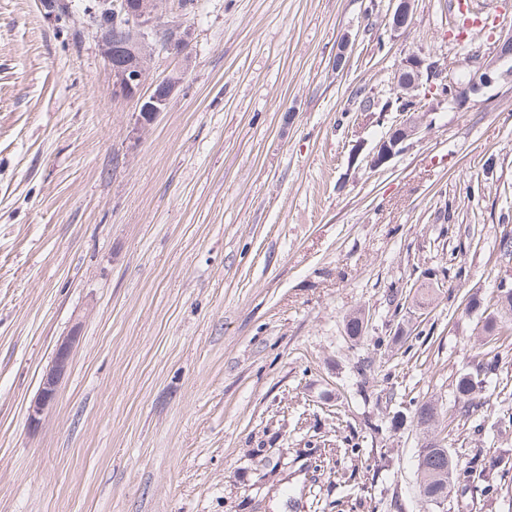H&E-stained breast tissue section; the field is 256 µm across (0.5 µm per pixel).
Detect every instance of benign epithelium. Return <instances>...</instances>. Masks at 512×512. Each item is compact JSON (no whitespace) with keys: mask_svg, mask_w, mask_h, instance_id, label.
Returning <instances> with one entry per match:
<instances>
[{"mask_svg":"<svg viewBox=\"0 0 512 512\" xmlns=\"http://www.w3.org/2000/svg\"><path fill=\"white\" fill-rule=\"evenodd\" d=\"M100 9L115 12L114 24L98 27L99 46L112 73V93L116 97L132 98L139 103L140 123L154 122L168 105L174 90L183 82V73L174 72L163 81H149L146 65L158 46L170 52L179 51L184 43L180 27L168 24L171 39L163 41L156 34L155 41L148 40V31L157 30L161 18L160 0H98ZM413 0H396L395 22L392 27L402 31L410 25ZM512 58V32L500 35L492 60L481 57L470 61L473 67L470 80L462 83L456 74L437 60L412 52L401 62L396 76L399 96L407 95L416 105L402 110L405 119L393 126L378 143L370 165L379 167L388 162L404 145L419 133L425 119V107L417 94L422 83H428V94L439 109H459L472 93L494 82L497 65ZM77 340L75 334L63 337L57 344L51 363L45 369L39 389L28 409L31 425H38L44 412L52 407L58 396V386L70 361Z\"/></svg>","mask_w":512,"mask_h":512,"instance_id":"7a95c632","label":"benign epithelium"}]
</instances>
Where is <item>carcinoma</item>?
<instances>
[{
	"label": "carcinoma",
	"instance_id": "carcinoma-1",
	"mask_svg": "<svg viewBox=\"0 0 512 512\" xmlns=\"http://www.w3.org/2000/svg\"><path fill=\"white\" fill-rule=\"evenodd\" d=\"M482 332L498 342V345L493 347L495 351L509 342V338L512 337V293L493 297V311L485 318ZM498 360L497 353L490 362L479 359L475 372L457 378L454 416L466 417L473 413L477 407L474 394L480 389L479 376H486L495 371ZM438 416L436 406L430 402L420 404L414 414L419 426L436 420ZM416 473L420 493L426 502L436 506L448 498L451 487L462 474L469 479L487 482L496 476L505 478L508 471H499V461L494 458L488 462L473 458L463 466L451 449L440 448L426 437L419 448Z\"/></svg>",
	"mask_w": 512,
	"mask_h": 512
}]
</instances>
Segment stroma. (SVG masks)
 I'll list each match as a JSON object with an SVG mask.
<instances>
[{"mask_svg":"<svg viewBox=\"0 0 512 512\" xmlns=\"http://www.w3.org/2000/svg\"><path fill=\"white\" fill-rule=\"evenodd\" d=\"M178 3L162 19L186 52L149 69L185 79L141 132L95 0H0V512H512V481L465 477L429 505L413 419L452 404L512 269V76L370 164L403 119L379 109L401 59L468 74L512 0L463 32L456 0H415L399 33L392 0ZM479 401L449 448L512 459V351ZM260 448L282 449L277 469ZM77 340L72 333L63 337L57 344L51 363L45 369L39 389L28 409L29 424L38 426L41 416L52 407L58 396V386L70 361Z\"/></svg>","mask_w":512,"mask_h":512,"instance_id":"stroma-1","label":"stroma"}]
</instances>
